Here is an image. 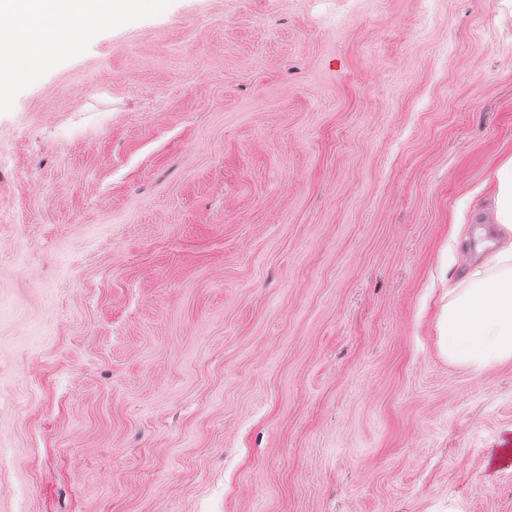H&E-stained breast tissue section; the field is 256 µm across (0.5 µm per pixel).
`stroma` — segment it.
Masks as SVG:
<instances>
[{
  "instance_id": "obj_1",
  "label": "stroma",
  "mask_w": 512,
  "mask_h": 512,
  "mask_svg": "<svg viewBox=\"0 0 512 512\" xmlns=\"http://www.w3.org/2000/svg\"><path fill=\"white\" fill-rule=\"evenodd\" d=\"M6 83L0 512H512V362L438 332L512 0H160Z\"/></svg>"
}]
</instances>
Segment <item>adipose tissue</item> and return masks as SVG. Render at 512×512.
Instances as JSON below:
<instances>
[{
	"label": "adipose tissue",
	"instance_id": "adipose-tissue-1",
	"mask_svg": "<svg viewBox=\"0 0 512 512\" xmlns=\"http://www.w3.org/2000/svg\"><path fill=\"white\" fill-rule=\"evenodd\" d=\"M152 0H0V64L10 65L58 35L79 39L96 20L118 17ZM494 222L475 228L473 265L449 287L439 322L449 361L481 371L512 361V156L495 172Z\"/></svg>",
	"mask_w": 512,
	"mask_h": 512
}]
</instances>
